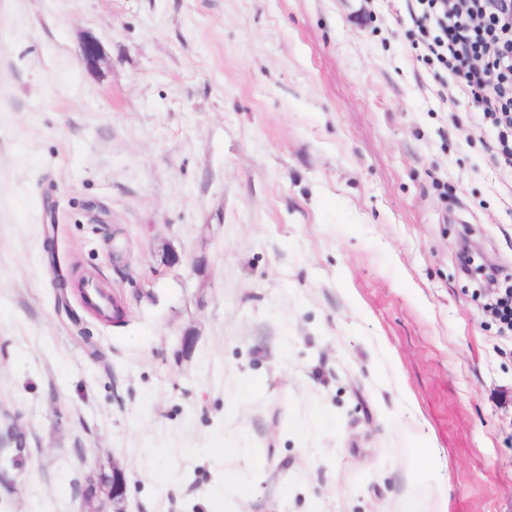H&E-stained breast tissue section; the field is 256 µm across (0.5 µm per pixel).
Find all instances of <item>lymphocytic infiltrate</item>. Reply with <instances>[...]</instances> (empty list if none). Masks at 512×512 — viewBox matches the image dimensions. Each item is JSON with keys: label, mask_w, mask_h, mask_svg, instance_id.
Masks as SVG:
<instances>
[{"label": "lymphocytic infiltrate", "mask_w": 512, "mask_h": 512, "mask_svg": "<svg viewBox=\"0 0 512 512\" xmlns=\"http://www.w3.org/2000/svg\"><path fill=\"white\" fill-rule=\"evenodd\" d=\"M415 19L423 62L448 71L494 133L500 160L512 171V0H418Z\"/></svg>", "instance_id": "f902f5d3"}]
</instances>
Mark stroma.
I'll list each match as a JSON object with an SVG mask.
<instances>
[{
	"mask_svg": "<svg viewBox=\"0 0 512 512\" xmlns=\"http://www.w3.org/2000/svg\"><path fill=\"white\" fill-rule=\"evenodd\" d=\"M416 11L0 0V512L116 465L122 512H512V334L457 252L512 282V176ZM26 445V436L16 424L0 425V447L14 448V461L24 460Z\"/></svg>",
	"mask_w": 512,
	"mask_h": 512,
	"instance_id": "1",
	"label": "stroma"
}]
</instances>
